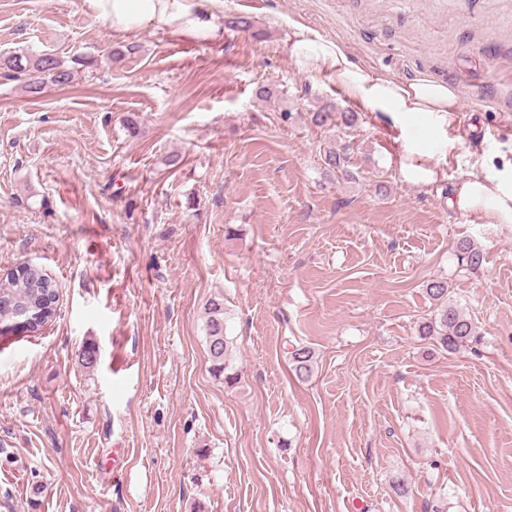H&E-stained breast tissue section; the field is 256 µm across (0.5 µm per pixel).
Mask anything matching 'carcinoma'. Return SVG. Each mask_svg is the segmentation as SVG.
<instances>
[{
	"instance_id": "1",
	"label": "carcinoma",
	"mask_w": 512,
	"mask_h": 512,
	"mask_svg": "<svg viewBox=\"0 0 512 512\" xmlns=\"http://www.w3.org/2000/svg\"><path fill=\"white\" fill-rule=\"evenodd\" d=\"M224 25L237 32H252L256 37L262 32L253 29L252 22L244 16H230ZM0 77L22 84L27 92L40 94L46 84L67 87L74 78V67L49 53L20 52L0 55ZM339 113L346 127L357 123V113L339 108L334 102H326L311 115V122L318 126L327 123L329 115ZM350 157L345 149H328L324 153V164L340 173H349ZM458 261L468 270L479 269L484 261L483 249L466 241L458 246ZM427 292L436 302L434 315L419 326L420 335L435 340L443 350L455 352L475 341L479 336L477 325L462 312L450 298L448 282L435 280L427 285ZM58 292L52 278L45 274L36 282H29L14 274H8L7 282L0 285V332L13 331L11 324L17 319H30L31 330L39 331L56 315ZM205 332L212 369L216 376L224 377L228 385L236 383L235 374L229 372L231 355L228 337L224 334V299L211 298L205 308ZM293 370L299 378L311 373L314 351L301 347L291 352Z\"/></svg>"
}]
</instances>
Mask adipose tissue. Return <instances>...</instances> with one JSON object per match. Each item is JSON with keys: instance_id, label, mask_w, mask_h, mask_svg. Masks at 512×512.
<instances>
[{"instance_id": "obj_1", "label": "adipose tissue", "mask_w": 512, "mask_h": 512, "mask_svg": "<svg viewBox=\"0 0 512 512\" xmlns=\"http://www.w3.org/2000/svg\"><path fill=\"white\" fill-rule=\"evenodd\" d=\"M206 0H83L93 19L108 24L113 32L144 29L186 34L206 43L222 40L224 21L205 10ZM297 68L305 73L335 76L346 97L364 111L390 116L398 123L403 146L396 154L403 179L430 186L436 172L427 162V141L411 132L410 118L419 117L426 128L439 131L449 113L460 111L456 90L447 83L427 78L414 81L394 79L352 61L346 47L295 26L290 47ZM458 211L479 217L490 215L501 224L512 223V166L493 174L466 176L450 200Z\"/></svg>"}]
</instances>
